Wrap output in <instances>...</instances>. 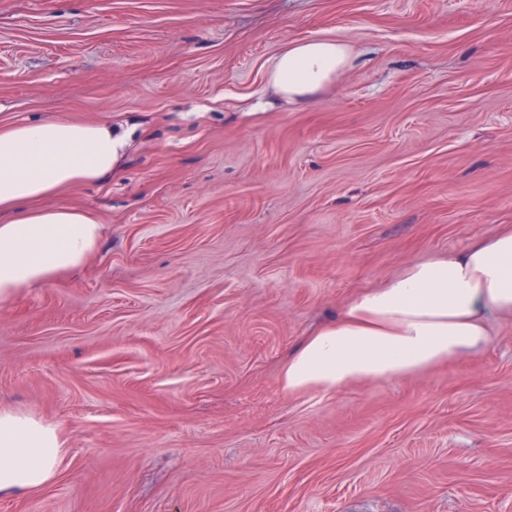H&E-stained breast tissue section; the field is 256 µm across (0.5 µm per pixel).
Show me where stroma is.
Masks as SVG:
<instances>
[{
  "label": "stroma",
  "mask_w": 512,
  "mask_h": 512,
  "mask_svg": "<svg viewBox=\"0 0 512 512\" xmlns=\"http://www.w3.org/2000/svg\"><path fill=\"white\" fill-rule=\"evenodd\" d=\"M349 48L314 100L290 43ZM112 124L103 226L0 305V410L58 425L0 512H512V319L422 375L285 393L314 329L512 224V0H0V127ZM347 58V48L336 41L294 42L276 58L272 84L288 100L309 102L336 79Z\"/></svg>",
  "instance_id": "1"
}]
</instances>
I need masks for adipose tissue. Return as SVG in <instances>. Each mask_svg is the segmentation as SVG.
Returning a JSON list of instances; mask_svg holds the SVG:
<instances>
[{
	"label": "adipose tissue",
	"mask_w": 512,
	"mask_h": 512,
	"mask_svg": "<svg viewBox=\"0 0 512 512\" xmlns=\"http://www.w3.org/2000/svg\"><path fill=\"white\" fill-rule=\"evenodd\" d=\"M339 42L304 40L276 58L272 84L290 100H312L344 68ZM126 145L110 124L43 117L0 127V304L84 265L102 226L88 212L44 207L63 188L110 175ZM512 317V225L465 248L414 261L365 289L290 355L286 393H334L354 382L424 373L490 340L493 319ZM59 428L0 411V496L41 488L57 475Z\"/></svg>",
	"instance_id": "obj_1"
}]
</instances>
